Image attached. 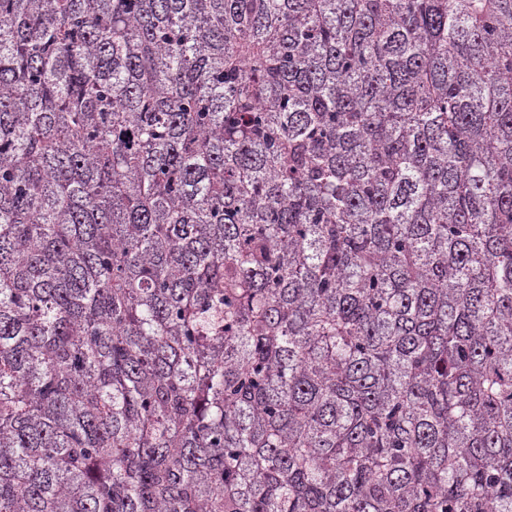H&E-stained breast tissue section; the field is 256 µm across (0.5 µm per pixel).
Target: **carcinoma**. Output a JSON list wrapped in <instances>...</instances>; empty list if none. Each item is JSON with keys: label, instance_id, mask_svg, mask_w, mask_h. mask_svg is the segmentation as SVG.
Instances as JSON below:
<instances>
[{"label": "carcinoma", "instance_id": "1", "mask_svg": "<svg viewBox=\"0 0 512 512\" xmlns=\"http://www.w3.org/2000/svg\"><path fill=\"white\" fill-rule=\"evenodd\" d=\"M0 512H512V0H0Z\"/></svg>", "mask_w": 512, "mask_h": 512}]
</instances>
